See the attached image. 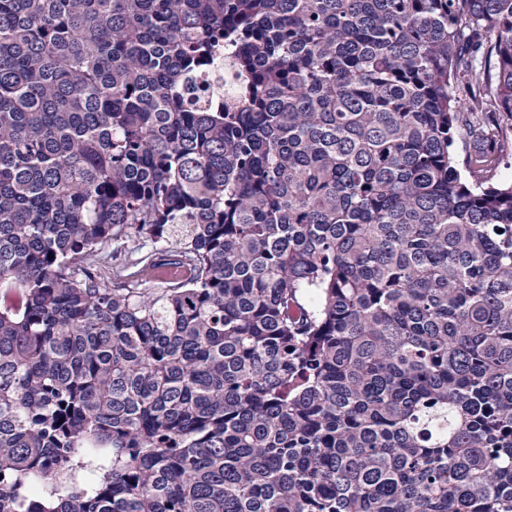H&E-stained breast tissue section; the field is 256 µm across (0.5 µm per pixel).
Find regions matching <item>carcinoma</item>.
Masks as SVG:
<instances>
[{
	"instance_id": "cac0c4a2",
	"label": "carcinoma",
	"mask_w": 512,
	"mask_h": 512,
	"mask_svg": "<svg viewBox=\"0 0 512 512\" xmlns=\"http://www.w3.org/2000/svg\"><path fill=\"white\" fill-rule=\"evenodd\" d=\"M509 120L512 0H0V512H512ZM506 134L504 135V157L499 168L496 169L490 179L492 183L509 182L512 183V128L510 121L505 124Z\"/></svg>"
}]
</instances>
